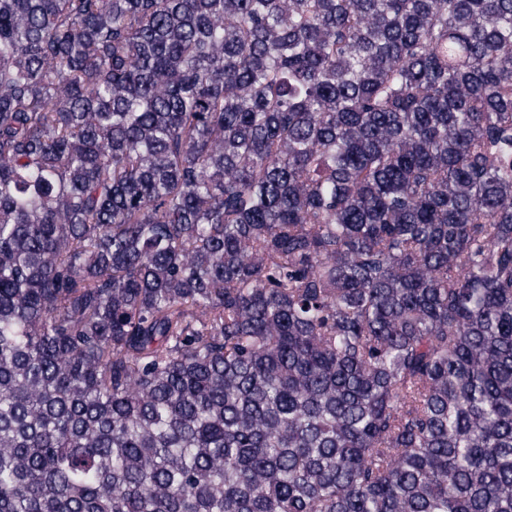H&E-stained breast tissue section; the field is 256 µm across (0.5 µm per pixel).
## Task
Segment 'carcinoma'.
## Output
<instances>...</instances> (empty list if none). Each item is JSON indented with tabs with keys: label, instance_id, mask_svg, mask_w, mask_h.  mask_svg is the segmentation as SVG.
Masks as SVG:
<instances>
[{
	"label": "carcinoma",
	"instance_id": "cac0c4a2",
	"mask_svg": "<svg viewBox=\"0 0 512 512\" xmlns=\"http://www.w3.org/2000/svg\"><path fill=\"white\" fill-rule=\"evenodd\" d=\"M0 512H512V0H0Z\"/></svg>",
	"mask_w": 512,
	"mask_h": 512
}]
</instances>
